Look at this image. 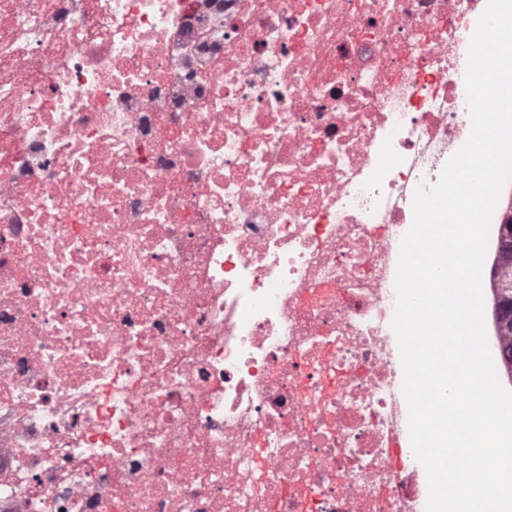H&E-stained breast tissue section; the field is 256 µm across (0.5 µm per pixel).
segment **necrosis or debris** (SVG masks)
Instances as JSON below:
<instances>
[{"label":"necrosis or debris","instance_id":"obj_1","mask_svg":"<svg viewBox=\"0 0 512 512\" xmlns=\"http://www.w3.org/2000/svg\"><path fill=\"white\" fill-rule=\"evenodd\" d=\"M487 4L0 0V512H423L395 277Z\"/></svg>","mask_w":512,"mask_h":512}]
</instances>
